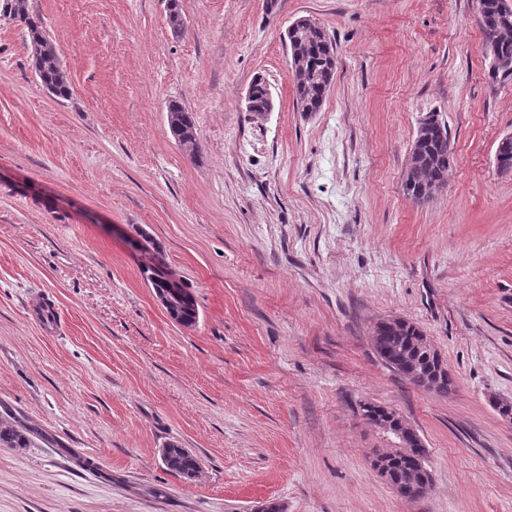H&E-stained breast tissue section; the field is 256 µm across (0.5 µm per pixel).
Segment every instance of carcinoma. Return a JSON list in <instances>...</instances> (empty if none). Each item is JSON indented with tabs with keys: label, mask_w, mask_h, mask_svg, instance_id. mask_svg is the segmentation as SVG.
Wrapping results in <instances>:
<instances>
[{
	"label": "carcinoma",
	"mask_w": 512,
	"mask_h": 512,
	"mask_svg": "<svg viewBox=\"0 0 512 512\" xmlns=\"http://www.w3.org/2000/svg\"><path fill=\"white\" fill-rule=\"evenodd\" d=\"M498 0H476L477 13L484 17L481 25L485 40L493 42L497 53L512 59V14L504 15L496 9ZM0 17L18 22L27 29V36L34 61L35 74L41 86L55 97L65 99L70 86L63 67L61 51L44 30L40 17L33 15L29 0H0ZM168 25L179 32L184 28V18L179 0H168ZM290 65L293 71L296 102L305 112L320 111L333 83L337 69V55L327 31L318 23H300L288 31ZM167 121L171 133L181 150L193 161L201 158L198 129L193 113L177 101L167 105ZM453 149L450 134L438 136L425 134L420 155L407 161L402 175L405 195L418 200L425 182L446 183L448 151ZM419 327L405 324L398 328L377 322L373 332V344L377 357L398 375L410 369L423 378L436 374L440 361L436 354L419 347ZM400 344L406 350V358L398 361L391 356V347ZM38 429L24 423L9 408L0 414V446L28 448ZM426 449H421L420 463L394 459L386 461L394 478L407 485H431L432 477L425 465ZM165 467L186 480L198 477L201 465L189 449L169 443L162 449Z\"/></svg>",
	"instance_id": "carcinoma-1"
}]
</instances>
